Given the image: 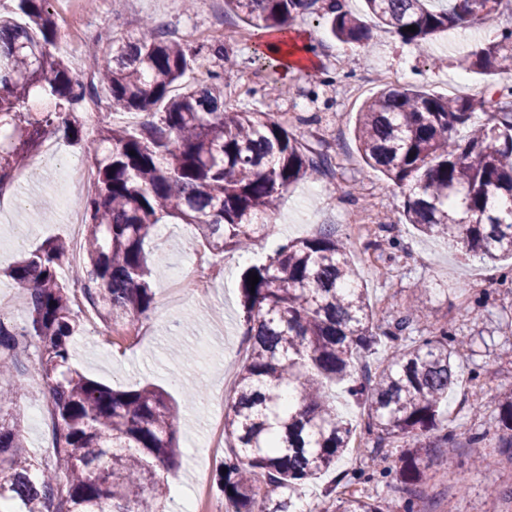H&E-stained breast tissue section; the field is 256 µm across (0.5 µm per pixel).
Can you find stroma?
Here are the masks:
<instances>
[{
    "instance_id": "obj_1",
    "label": "stroma",
    "mask_w": 512,
    "mask_h": 512,
    "mask_svg": "<svg viewBox=\"0 0 512 512\" xmlns=\"http://www.w3.org/2000/svg\"><path fill=\"white\" fill-rule=\"evenodd\" d=\"M73 4L87 18L92 39L105 30L124 36L147 26L176 35L199 34L221 22L246 31V39H224L231 60L222 69L225 87L242 93L250 86L277 84L283 91L279 109L287 114L289 131L310 148L328 151L336 162L333 175L291 186L277 210L276 236L255 242L253 251L269 252L278 243L314 236L316 226L336 225L369 302L384 312L385 323L400 317L413 291L421 286L429 317L412 330V337L426 336L444 323L466 346L459 360L464 377L443 408L460 443L457 452L423 449L421 483L404 486L377 476L361 484V491L373 498H391L396 512H432L447 496L453 512H512V499L501 500L486 491L490 482L512 487V464L503 458L490 472H475L466 446L475 432L496 438L500 396L512 391V272L504 276L480 260L462 259L456 246L423 237L406 224L400 189L366 167L353 136L356 113L378 89L376 74L382 68L400 71L405 83L438 96L480 95L486 76L465 69L461 58L473 44H487L488 30L511 26L512 11L500 8L492 19L472 28V42H460L451 31L419 47L404 44L379 27L372 28L366 45H346L333 40L326 21L299 19L296 27L315 48V67L298 71L280 67L272 72L258 70L255 64L262 31L231 12L213 14L207 0H197L190 11L184 0H127L125 6L112 9L105 7L104 0H73ZM434 58L440 59V67L431 66ZM326 74L334 79L332 87L318 83ZM344 88L349 96H341ZM97 105V111L83 107L76 113L80 142L57 141L51 152L38 148L31 158L36 176L16 175L13 184L0 192V314L7 320H22L28 313L25 295L13 288L7 269L44 242L72 236L66 210L78 206L81 196L72 186L68 168L77 161H94L90 144L109 101L102 97ZM365 204L371 221L348 223L349 213ZM383 214L393 219L384 229L376 221ZM383 236L397 239L400 249H376L375 241ZM198 249L191 225L170 224L165 232L155 233L146 245L148 263L154 268L155 306L148 316L139 318L137 335L125 330L101 336L95 324L83 317L71 356L72 366L80 373L114 389L152 385L179 403L191 392L203 390L202 400L186 406L177 424L181 456L179 467L169 476L168 512H174L178 502L195 497L199 474L211 480L216 477L222 460L208 453L211 420L224 411L233 395L235 380L225 377L224 364L237 358L242 342L239 280L247 264L240 251L225 252L223 277L210 282L202 294L180 297L174 292L173 270L186 264ZM15 358V379L23 386L17 407L22 434L31 455L42 464H53L48 388L38 371L35 343L20 345Z\"/></svg>"
}]
</instances>
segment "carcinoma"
<instances>
[{"instance_id": "1", "label": "carcinoma", "mask_w": 512, "mask_h": 512, "mask_svg": "<svg viewBox=\"0 0 512 512\" xmlns=\"http://www.w3.org/2000/svg\"><path fill=\"white\" fill-rule=\"evenodd\" d=\"M0 13V191L25 169L49 136L80 140L74 112L98 93L61 52V29L49 0H13ZM365 0L369 14L403 43L419 46L448 30L469 29L504 0ZM250 26L271 30L298 18H327L341 43L363 44L369 30L343 0H225ZM414 25L415 32L403 28ZM100 82L114 110L147 117L139 129L101 118L93 142L97 187L80 201L89 218L87 264L71 268L102 318L125 324L154 304L145 243L165 218L197 230L208 249L246 251L275 232L288 188L325 175L331 161L288 131L286 113L224 103V78L174 93L198 59L225 60L222 39L190 47L149 27L136 35L97 37ZM489 82L476 98H443L415 85L385 84L360 108L353 135L366 166L405 193L402 215L420 233L456 245L465 258L512 259V87L495 77L512 71V28L464 58ZM48 100L31 112L29 100ZM484 113L481 124L473 114ZM69 252L50 240L10 272L26 291L28 320L0 317V503L10 512H166L167 473L179 464L178 406L163 390H115L71 365L78 330L59 269ZM258 275L252 286L248 273ZM347 246L328 226L314 237L278 246L241 275L246 356L224 411V456L216 487L231 512H297L301 490L331 470L349 449L353 424L340 415L333 388L364 400L366 432L375 436L367 469L383 477L382 448L407 443L397 479L423 476L419 448L459 447L440 409L458 385L460 343L445 325L431 335L403 336L425 317L409 306L388 328L378 325L358 283ZM255 291H250V288ZM22 339L40 347L56 439L50 472L30 455L11 413L22 387L10 383L12 352ZM383 343L374 372L356 369L361 352ZM499 455L512 459V391L499 403ZM335 512H387L374 500H340Z\"/></svg>"}]
</instances>
